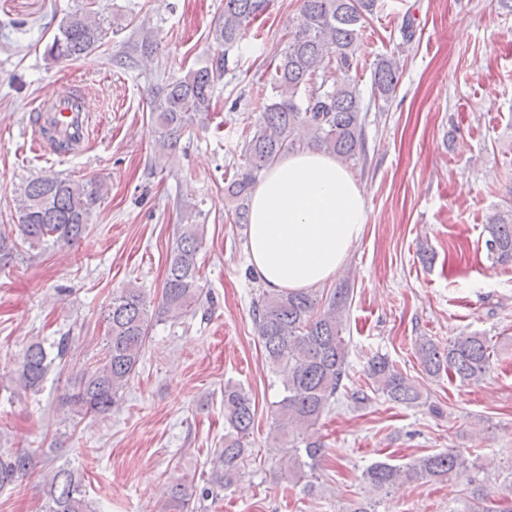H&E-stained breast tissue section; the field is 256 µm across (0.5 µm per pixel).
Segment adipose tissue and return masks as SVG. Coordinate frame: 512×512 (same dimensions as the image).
<instances>
[{"label": "adipose tissue", "mask_w": 512, "mask_h": 512, "mask_svg": "<svg viewBox=\"0 0 512 512\" xmlns=\"http://www.w3.org/2000/svg\"><path fill=\"white\" fill-rule=\"evenodd\" d=\"M367 222L365 199L335 157L305 150L284 156L250 204V264L270 289L306 290L331 281Z\"/></svg>", "instance_id": "adipose-tissue-1"}]
</instances>
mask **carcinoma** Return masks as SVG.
Returning <instances> with one entry per match:
<instances>
[{
    "instance_id": "carcinoma-1",
    "label": "carcinoma",
    "mask_w": 512,
    "mask_h": 512,
    "mask_svg": "<svg viewBox=\"0 0 512 512\" xmlns=\"http://www.w3.org/2000/svg\"><path fill=\"white\" fill-rule=\"evenodd\" d=\"M98 0L67 15L58 25L45 52L53 60H76L100 47L110 22L97 9ZM269 0H224L223 19L211 32L212 40L230 49L244 40L253 24L267 10ZM378 0H300L288 28V44L273 63L262 109L253 131L243 143L245 162L224 186L225 197L236 203L235 223H249V203L264 174L283 156L311 148L356 165L366 159L364 107L353 72L358 70L359 36ZM225 56L208 60L160 88L149 102V117L157 126L154 163L175 150L194 118L210 110L215 81L224 72ZM400 60L380 59L372 71L374 97L384 101L394 93ZM102 184L80 182L49 174L26 182L17 198V230L0 227V261L12 259L23 245L64 247L79 240L101 196ZM196 207L184 205L183 218L169 255L161 299L151 306L142 289L127 286L112 293L104 309L107 336L104 358L85 369L79 381L61 397V406L74 418L105 419L121 400L136 373L153 324L163 318L178 320L203 293L198 252L199 225ZM488 258L501 266L512 264V210L497 212L485 227ZM351 304L350 289H334L321 299L313 290H264L253 298L255 332L266 359L283 388L276 402L273 447L288 448V479L301 481L314 475L325 445L309 431L336 401L349 377L348 342L344 318ZM71 351L62 336L49 344L30 343L16 367L0 379L13 392L35 395L48 375ZM416 355L429 376L445 374L448 380L476 383L492 364L494 346L477 332L455 337L441 347L428 339L416 346ZM365 383L354 392L356 404L371 401L369 393L413 405L421 393L415 382L384 355L372 356L365 369ZM256 409L241 387L224 386V448L216 453L208 486L201 496L230 488L240 474L247 439L254 429ZM39 461L28 452L0 455V491L33 473ZM467 472L461 451L422 456L406 465L379 461L363 473L369 499L350 506L349 512H375L373 499L390 493L394 485L417 479L444 482ZM45 502L39 512H95L82 479L68 466L40 472ZM470 496L459 512H512L502 508L469 478ZM194 492L184 482L173 484L161 512H196Z\"/></svg>"
}]
</instances>
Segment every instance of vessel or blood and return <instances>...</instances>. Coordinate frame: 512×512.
Here are the masks:
<instances>
[{
    "instance_id": "obj_1",
    "label": "vessel or blood",
    "mask_w": 512,
    "mask_h": 512,
    "mask_svg": "<svg viewBox=\"0 0 512 512\" xmlns=\"http://www.w3.org/2000/svg\"><path fill=\"white\" fill-rule=\"evenodd\" d=\"M84 99V91L75 89L65 95L46 96L32 110L29 123L39 151L56 155L64 145L72 151L84 149L92 123Z\"/></svg>"
}]
</instances>
